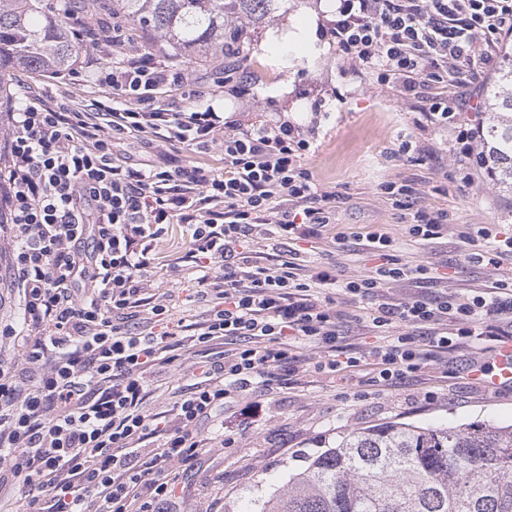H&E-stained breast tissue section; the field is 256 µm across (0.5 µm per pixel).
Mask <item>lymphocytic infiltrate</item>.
Wrapping results in <instances>:
<instances>
[{"instance_id": "f902f5d3", "label": "lymphocytic infiltrate", "mask_w": 512, "mask_h": 512, "mask_svg": "<svg viewBox=\"0 0 512 512\" xmlns=\"http://www.w3.org/2000/svg\"><path fill=\"white\" fill-rule=\"evenodd\" d=\"M512 31V0H340L329 32L337 55L369 72L376 84L423 103L427 122L451 133L459 157L472 158L475 133L459 120L458 97L430 95L460 65L479 76L493 61L499 35ZM98 84L125 105L105 112L26 105L9 113L12 133L0 157V233L13 242L10 288L22 318L0 326V340L21 352L25 368L0 365V486L21 484L19 512H173L175 482L167 467L202 448L198 422L239 393L262 389L277 371L296 376L319 356L318 370L350 373L373 366L379 384H400L474 343L472 367L491 382L495 355L512 342V291L493 287L460 301L445 293L398 303L392 282L437 283L436 269L392 255L382 229L336 235L334 245L377 258L363 275L339 280L332 267L307 265L302 243L335 223L336 195L304 163L311 144L300 127L265 123L247 129L213 107L174 110L160 99L185 73L153 53L135 52L95 67ZM128 133L152 152L130 164L114 151ZM224 149V171L175 166L169 147ZM380 190L411 220L421 244L441 237L444 211L425 203L412 183ZM187 226L190 259L220 265L200 283L216 303L192 339L244 345L222 361H203L192 392L176 402L175 423L149 458L140 445L152 433L144 411L147 375L174 346L170 331L133 332L148 304L141 274L167 224ZM267 242V260L251 247ZM369 300L360 313L375 340L345 342L346 314L333 291Z\"/></svg>"}]
</instances>
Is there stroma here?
<instances>
[{"instance_id":"obj_1","label":"stroma","mask_w":512,"mask_h":512,"mask_svg":"<svg viewBox=\"0 0 512 512\" xmlns=\"http://www.w3.org/2000/svg\"><path fill=\"white\" fill-rule=\"evenodd\" d=\"M337 6L338 0H285L269 19L252 26L247 55L236 61L251 82L235 92H222L217 84L223 58L203 62L165 49L162 64L189 77L188 91H175L173 102L180 108L213 105L225 120L244 128L285 121L302 128L311 142L307 166L336 194V223L328 235L307 247L306 260L335 266L341 279L363 272L373 266V258L335 251L331 236L363 233L377 225L400 242L405 260L441 273L434 293L464 299L488 290L504 273L470 260L460 234L466 225L486 224L500 236H512V198L498 192L480 165L472 166L470 183L452 178L451 135L434 125L418 127L417 101L406 102L394 91L378 89L370 74L337 56L328 32ZM79 14L87 19L93 35L80 55L82 61L117 63L131 52L159 43L154 33L128 24L123 27V43L97 39L99 30L116 22L108 0H83ZM310 20L316 23L315 40L294 46L297 26ZM494 73V68H487L476 81L464 69L455 75L453 90L464 95L462 117L472 128L489 121L484 95ZM10 89L9 100L0 105L6 112L35 101L97 112L112 105L114 98L111 88L96 85L87 70L71 82L18 68L10 75ZM407 137L433 145L435 158L415 154L388 159L387 151ZM386 180L418 183L431 210L447 211L448 224L440 239L426 246L411 240L399 211L378 192ZM189 248L180 230L169 232L156 245L154 263L143 272L145 297L163 300L173 320L183 324L176 346L166 353L150 383L145 405L150 416H172L176 402L196 382L198 361L232 354L241 346L234 339L204 348L191 344L193 329L205 319L209 304L197 295L199 271L185 259ZM470 358L468 349H459L447 369L429 367L400 386L374 385L369 366L336 376L310 368L293 380L277 379L262 391L241 393L214 417L198 423L203 441L198 456L171 466L177 477V512H243L250 499L282 487L308 455L376 424L511 423L512 385L485 387L469 372ZM223 433L233 437L232 445L220 441Z\"/></svg>"}]
</instances>
